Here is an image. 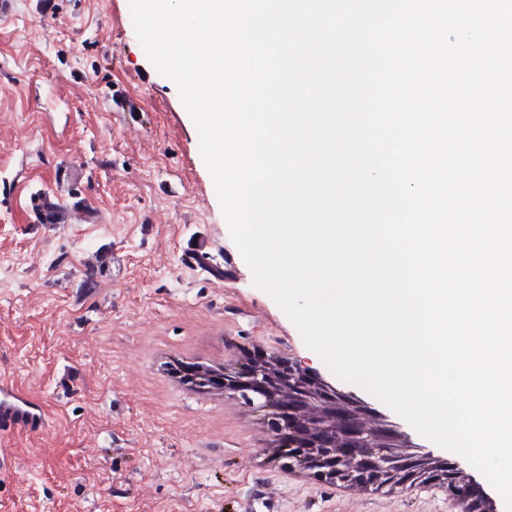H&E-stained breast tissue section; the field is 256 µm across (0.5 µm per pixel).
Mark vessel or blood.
Masks as SVG:
<instances>
[{
    "mask_svg": "<svg viewBox=\"0 0 512 512\" xmlns=\"http://www.w3.org/2000/svg\"><path fill=\"white\" fill-rule=\"evenodd\" d=\"M41 223L60 220L63 203L49 193L33 194ZM50 423L48 408L31 399L18 385L0 374V443L17 434L40 435Z\"/></svg>",
    "mask_w": 512,
    "mask_h": 512,
    "instance_id": "b4317fda",
    "label": "vessel or blood"
}]
</instances>
